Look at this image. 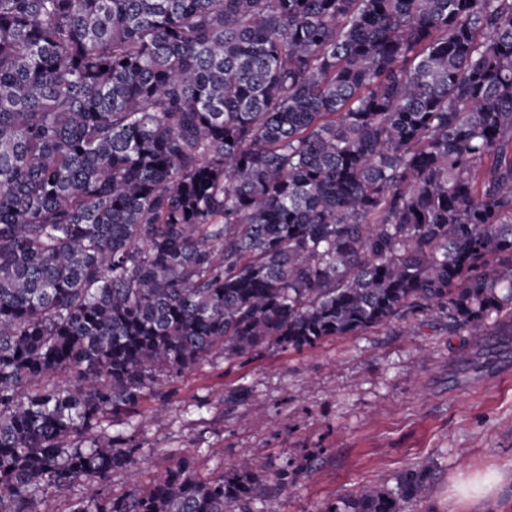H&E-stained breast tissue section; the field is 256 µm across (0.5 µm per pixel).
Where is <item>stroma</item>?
I'll list each match as a JSON object with an SVG mask.
<instances>
[{
  "instance_id": "1",
  "label": "stroma",
  "mask_w": 512,
  "mask_h": 512,
  "mask_svg": "<svg viewBox=\"0 0 512 512\" xmlns=\"http://www.w3.org/2000/svg\"><path fill=\"white\" fill-rule=\"evenodd\" d=\"M241 387L251 401L228 402ZM155 388L166 401L147 394L114 426L140 448V480L185 455L207 476L250 454L266 477L257 512H324L426 465L410 512H512V335L497 322L471 336L411 314L313 348L217 354Z\"/></svg>"
}]
</instances>
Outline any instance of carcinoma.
Listing matches in <instances>:
<instances>
[{
    "label": "carcinoma",
    "instance_id": "1",
    "mask_svg": "<svg viewBox=\"0 0 512 512\" xmlns=\"http://www.w3.org/2000/svg\"><path fill=\"white\" fill-rule=\"evenodd\" d=\"M413 313L512 334V0H0V512H254L104 422Z\"/></svg>",
    "mask_w": 512,
    "mask_h": 512
}]
</instances>
